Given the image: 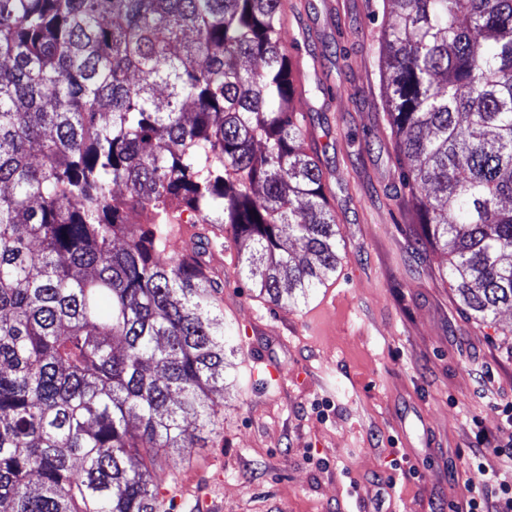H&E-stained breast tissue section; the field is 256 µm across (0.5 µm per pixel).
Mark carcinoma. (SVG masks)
Listing matches in <instances>:
<instances>
[{
  "label": "carcinoma",
  "mask_w": 512,
  "mask_h": 512,
  "mask_svg": "<svg viewBox=\"0 0 512 512\" xmlns=\"http://www.w3.org/2000/svg\"><path fill=\"white\" fill-rule=\"evenodd\" d=\"M400 177L478 323L512 308V0H389ZM282 0H0V512H166L234 363L207 225L293 308L339 229L293 111ZM138 211L144 225L128 222ZM192 249L169 243L183 213Z\"/></svg>",
  "instance_id": "carcinoma-1"
}]
</instances>
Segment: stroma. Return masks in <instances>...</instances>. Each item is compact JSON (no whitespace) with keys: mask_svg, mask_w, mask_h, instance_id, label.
Returning a JSON list of instances; mask_svg holds the SVG:
<instances>
[{"mask_svg":"<svg viewBox=\"0 0 512 512\" xmlns=\"http://www.w3.org/2000/svg\"><path fill=\"white\" fill-rule=\"evenodd\" d=\"M305 147L341 233L335 278L295 308L260 298L230 232L205 260L236 379L200 447L159 452L168 512H450L478 432L512 437V308L467 319L414 224L384 109L382 0H283ZM491 391L496 404L483 399Z\"/></svg>","mask_w":512,"mask_h":512,"instance_id":"35a3bbf8","label":"stroma"}]
</instances>
